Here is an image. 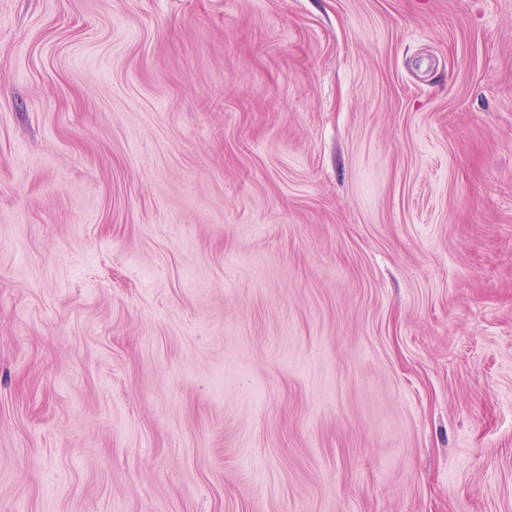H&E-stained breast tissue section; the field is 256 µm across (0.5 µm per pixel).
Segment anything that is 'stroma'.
Masks as SVG:
<instances>
[{
  "label": "stroma",
  "mask_w": 512,
  "mask_h": 512,
  "mask_svg": "<svg viewBox=\"0 0 512 512\" xmlns=\"http://www.w3.org/2000/svg\"><path fill=\"white\" fill-rule=\"evenodd\" d=\"M0 512H512V0H0Z\"/></svg>",
  "instance_id": "obj_1"
}]
</instances>
